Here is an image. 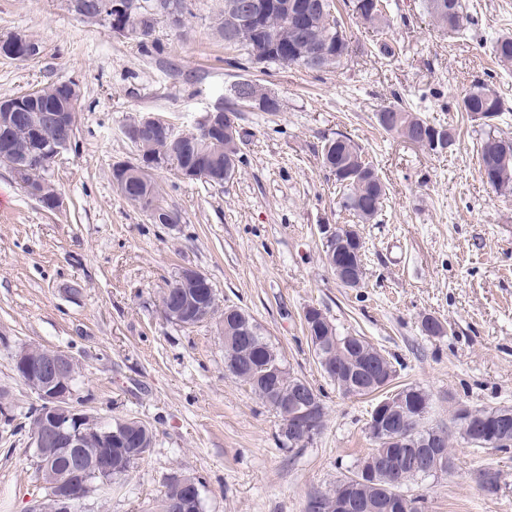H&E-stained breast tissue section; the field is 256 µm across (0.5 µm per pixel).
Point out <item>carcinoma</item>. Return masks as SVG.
<instances>
[{"label":"carcinoma","instance_id":"obj_1","mask_svg":"<svg viewBox=\"0 0 512 512\" xmlns=\"http://www.w3.org/2000/svg\"><path fill=\"white\" fill-rule=\"evenodd\" d=\"M367 0H352V11L358 21L371 28L380 36V52L391 55L394 50L383 38L386 28L389 27V19L386 13L377 10L373 13L366 8ZM324 10H316L312 13L305 34V40L298 43L302 47L308 43H329L330 60L325 68H338L349 55V40L345 28L333 15V0H323ZM424 9L441 29L453 34L464 31L468 26L475 24L473 15L469 14L462 0H423ZM270 28L279 39L280 49L278 59L274 63L282 67H300L313 71L311 66L301 53L294 52L295 38L289 29L285 28L278 18L270 20ZM492 52L495 58L503 65H512V36L502 35L495 41ZM457 109L467 114L468 118L480 125L492 127V122L497 120L504 111V101L499 92L485 82L473 84L457 101ZM380 112L399 117V122L394 124L379 123V127L388 134H396L406 139L408 137L423 138L429 135V131L436 125L421 117L416 112H411L397 104L384 106ZM238 138H224V146L215 144L207 146V150L224 159L229 157L239 158ZM322 162L330 163L334 167L346 166L353 174L348 184L336 181L341 192V207L349 212L359 224H368L374 221L382 207L386 189L384 183L371 162L365 160V156L359 146L349 137L339 134L327 140L322 149ZM480 177L487 178V184L491 187L507 191L512 188V138L497 136L486 132L479 148ZM233 337L241 342L243 355L239 358V369L233 371V375L241 382L248 385L252 392L263 402H268L267 385L263 382L262 373L265 366L276 363L281 366L279 371V390L286 394L288 387L300 381V378L291 374L286 367L277 349L262 336L259 327L249 315L238 321L234 318H224V337ZM315 354L320 366L335 364L341 371L334 373L332 381L339 390L351 395L350 384L361 383L362 389L357 392L359 396L368 395L379 388V381L367 376L361 370L359 354L346 344L344 337L335 336L326 341V345L315 348ZM415 397L423 404V413L417 414L409 411L411 431L408 434L409 444L419 447L422 442L436 431V428L425 425L426 413H428L430 398L425 390L418 386H409ZM474 415L468 419L458 414L453 415V421L458 429V434L464 442H469L471 430L476 425L483 424V420L489 418L491 410L473 409ZM403 455V449L386 447L380 442H375L373 452L360 459L357 467L369 469L376 473L375 480L368 484H359L352 491H347L344 482L336 481V487L321 495L325 506V512H336V502L350 493L358 504L357 512H387V498L393 494L392 484L393 470L399 469L402 473V485L422 476L399 459ZM36 468L44 482L50 479L65 477L72 473V455L55 450L42 451L36 455ZM187 488L176 481H169L163 497L156 505V512H168V502L172 499L182 498Z\"/></svg>","mask_w":512,"mask_h":512}]
</instances>
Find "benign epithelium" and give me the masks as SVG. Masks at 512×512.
I'll return each mask as SVG.
<instances>
[{
	"label": "benign epithelium",
	"instance_id": "obj_1",
	"mask_svg": "<svg viewBox=\"0 0 512 512\" xmlns=\"http://www.w3.org/2000/svg\"><path fill=\"white\" fill-rule=\"evenodd\" d=\"M73 7L82 19L107 25L112 35L138 41L161 19L175 30L184 22V12L171 0H112L110 16L104 11L88 10L85 0H74ZM316 8L317 4L312 2L296 6L289 0H224V20L230 22L228 34H244L254 39L255 45L260 47L256 55L265 61L276 55L277 47V41L265 40L269 20L278 17L285 27L297 33L303 28L304 16ZM38 52V43L24 34H15L0 42V54L15 60H27ZM59 89L61 96L46 103L31 92L0 99V143L3 144L0 160L5 161L16 176H27L21 186L52 210L63 205V198L47 178V172L56 157L71 146L79 100V91L74 85L63 83ZM234 94L261 108L277 103L276 98L249 80L238 82ZM235 129L233 114L224 111L222 103L190 128L179 127L149 112L140 113L123 129L125 137L136 147V161L113 165L112 181L122 195L129 196L131 184L154 170L153 155L143 146L157 139L172 143L176 152L184 156L193 155L190 162L184 159L173 163L172 170L178 176L186 180L209 181L216 177L217 157L205 152L204 148L224 140V136ZM323 232L330 244L326 262L336 279L346 288L361 287L358 258L362 252L355 249L360 242L358 231L348 225L334 228L325 225ZM188 286L194 288L195 298L190 300L192 307L179 308L168 299L162 304V311L168 320L194 327L210 320L212 289L207 276L193 268L182 269L170 284L172 288ZM14 369L38 401L30 414V447L63 450L93 446L135 447L141 457L151 448L147 439L138 438L137 426L132 421H119L114 425L74 406L76 359L68 352L28 345L16 353ZM271 400L282 413L280 432L293 443L303 446L322 430V403L308 385L298 386L287 398L273 389ZM403 403L404 395L396 391L376 404L371 421L376 440L405 447L400 433L406 431L409 420L399 408ZM511 421L512 410L505 408L498 412L496 424L478 426L471 430V434L485 448L509 447L512 442L501 437L500 428ZM91 471L101 476L116 472L112 467V455L106 453L89 460L81 457L76 460L73 475L47 484L50 512H75L76 505L89 494L86 476Z\"/></svg>",
	"mask_w": 512,
	"mask_h": 512
}]
</instances>
